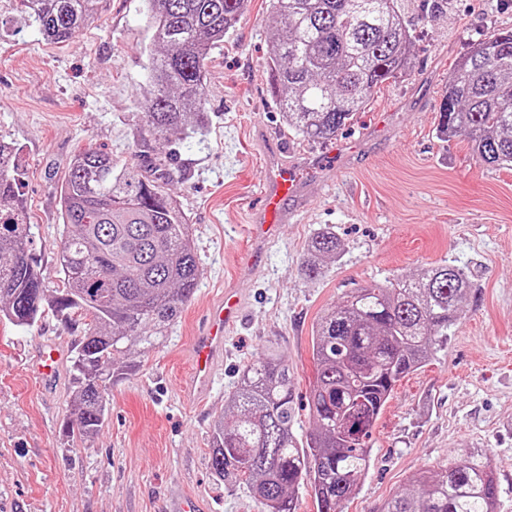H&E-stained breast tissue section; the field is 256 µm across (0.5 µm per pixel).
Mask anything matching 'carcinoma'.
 Instances as JSON below:
<instances>
[{"label": "carcinoma", "mask_w": 512, "mask_h": 512, "mask_svg": "<svg viewBox=\"0 0 512 512\" xmlns=\"http://www.w3.org/2000/svg\"><path fill=\"white\" fill-rule=\"evenodd\" d=\"M152 48L143 127L167 143L207 133L206 59L248 0H146ZM280 29L266 68L288 129L327 142L365 107L373 91L411 63L416 37L397 0H272ZM28 21L63 43L94 22L98 0H19ZM448 137L463 135L480 161L512 165V31L476 44L448 75L441 106ZM16 149L0 142V317L32 325L50 308L90 318L71 371L81 436L102 427L108 384L132 370L141 347L159 344L202 274L190 225L162 178L112 154L75 155L58 188L64 293H48L32 257ZM341 240L314 232L303 267L315 278L336 262ZM470 288L451 263L411 279L368 284L323 312L312 336L309 407L314 437L293 432L288 365L269 347L242 372L227 412L211 427L215 476L246 485L264 512H297L307 484L316 512H342L371 461L375 423L396 385L448 341ZM488 457L461 454L423 471L382 512H497Z\"/></svg>", "instance_id": "cac0c4a2"}]
</instances>
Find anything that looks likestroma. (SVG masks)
I'll return each instance as SVG.
<instances>
[{
  "mask_svg": "<svg viewBox=\"0 0 512 512\" xmlns=\"http://www.w3.org/2000/svg\"><path fill=\"white\" fill-rule=\"evenodd\" d=\"M398 0L414 29L406 75L383 84L350 127L325 143L289 133L264 61L276 18L271 0H249L206 64L204 140L169 150L142 132L151 32L145 0H100L96 21L63 44L27 24L18 0H0V140L21 150L22 192L47 288L59 269L58 188L71 159L89 148L164 177L191 226L202 274L163 346L110 385L97 434L75 432L71 358L80 317L52 311L30 327L0 322V512H169L171 498H198L204 512H263L245 485L209 464L211 424L243 369L267 347L284 356L294 395V432L312 431L313 327L344 294L452 262L471 289L448 342L398 382L372 431L368 474L343 512H381L413 475L477 450L492 459L498 512H512V167L481 162L466 138H447L440 111L448 74L475 44L512 30V0ZM277 133L300 169L307 206L280 225L265 274L239 275L248 216L258 202V132ZM343 253L324 276L301 263L320 228ZM246 296L245 320L224 343V368L207 398L178 390L203 303L225 286ZM64 344L53 384L35 368L42 348Z\"/></svg>",
  "mask_w": 512,
  "mask_h": 512,
  "instance_id": "1",
  "label": "stroma"
}]
</instances>
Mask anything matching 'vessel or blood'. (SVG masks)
<instances>
[{"instance_id": "vessel-or-blood-1", "label": "vessel or blood", "mask_w": 512, "mask_h": 512, "mask_svg": "<svg viewBox=\"0 0 512 512\" xmlns=\"http://www.w3.org/2000/svg\"><path fill=\"white\" fill-rule=\"evenodd\" d=\"M260 146L266 154V163L259 186V204L249 228L251 257L244 268L248 275L258 271L261 257L274 237L277 225L294 217L302 207L299 198L302 185L297 168L283 159L278 144L264 139ZM240 304L238 294L228 288L223 298L208 306L205 327L195 334L191 343L194 371L188 394H199L209 388L214 373L222 364L224 337L240 320ZM61 359L58 345L45 346L37 365L38 375L44 379L55 378Z\"/></svg>"}]
</instances>
